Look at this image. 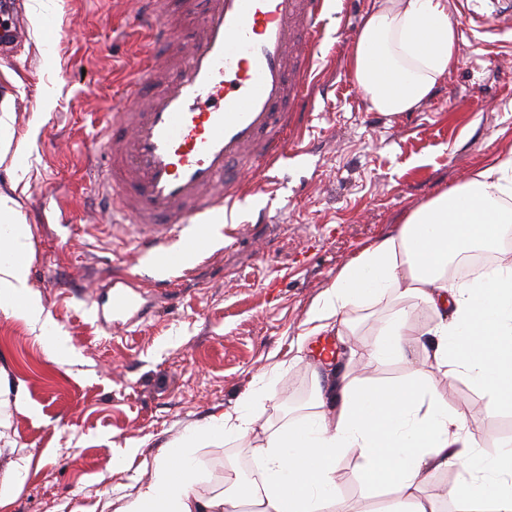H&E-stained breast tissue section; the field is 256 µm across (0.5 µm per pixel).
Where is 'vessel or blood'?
Returning <instances> with one entry per match:
<instances>
[{
  "label": "vessel or blood",
  "instance_id": "1",
  "mask_svg": "<svg viewBox=\"0 0 512 512\" xmlns=\"http://www.w3.org/2000/svg\"><path fill=\"white\" fill-rule=\"evenodd\" d=\"M168 2L140 0L151 52L126 93L141 105L104 114L106 161L88 177L113 233L164 273L182 268L184 248L207 250L268 172L298 157L289 132L312 106L328 0H204L200 14L184 0L175 18ZM490 6L465 16L512 24V0Z\"/></svg>",
  "mask_w": 512,
  "mask_h": 512
}]
</instances>
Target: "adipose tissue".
<instances>
[{
    "label": "adipose tissue",
    "mask_w": 512,
    "mask_h": 512,
    "mask_svg": "<svg viewBox=\"0 0 512 512\" xmlns=\"http://www.w3.org/2000/svg\"><path fill=\"white\" fill-rule=\"evenodd\" d=\"M457 32L448 0H371L349 60L350 74L371 109L395 115L417 109L457 63ZM18 201L0 193V311L26 320L51 360L67 362V336L49 333L48 318L28 285L30 236ZM512 228V157L495 158L463 184L410 212L396 234L363 249L337 274L310 315L314 331L340 321L356 302L388 300L372 362H408L407 347L424 309L438 313L428 328L426 364H409L404 377L365 383L353 370L313 371L315 408L274 432L258 435L257 389L233 410L211 415L158 457L153 479L125 496L117 512H348L336 482L338 462L359 461L358 474L374 495L393 496V512H437L422 492L428 475L466 459L468 476L441 494L459 501L490 500L492 512H512V448L480 452L465 416L448 408V395L430 378L466 374L498 405L512 406V261L460 283L449 262L494 245ZM251 442L260 480L243 485L239 470L224 471L223 493L194 490L199 463L191 448Z\"/></svg>",
    "instance_id": "obj_1"
}]
</instances>
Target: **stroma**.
<instances>
[{
    "instance_id": "35a3bbf8",
    "label": "stroma",
    "mask_w": 512,
    "mask_h": 512,
    "mask_svg": "<svg viewBox=\"0 0 512 512\" xmlns=\"http://www.w3.org/2000/svg\"><path fill=\"white\" fill-rule=\"evenodd\" d=\"M26 0L10 21L27 37L0 72L15 73L12 145L0 160V192L13 193L28 227L29 285L46 316L77 354L52 362L28 325L0 312V512H108L153 478L155 458L187 426L233 408L272 367L273 398L258 409L271 431L309 412L313 367L345 365L351 347L374 344L387 301L362 304L340 330L309 335L308 319L337 272L360 250L395 234L405 216L464 182L497 157L512 155V31L463 29L462 0L448 9L460 30L458 61L431 97L411 112L371 110L348 58L370 0H331L329 25L341 40L322 43L312 76V110L297 133L306 153L270 172L249 196L238 229L192 258L168 288L129 270L131 244L113 241L112 217L87 174L100 163L101 113L126 92L148 57L136 25L137 0H52L36 26ZM131 272L134 319L102 328L87 310L108 311L105 278ZM450 410L466 416L485 452L512 442V407L493 406L467 376L445 378ZM196 492L224 490V467L253 479L249 448L198 449ZM351 512H384L367 496L358 461L336 471Z\"/></svg>"
}]
</instances>
